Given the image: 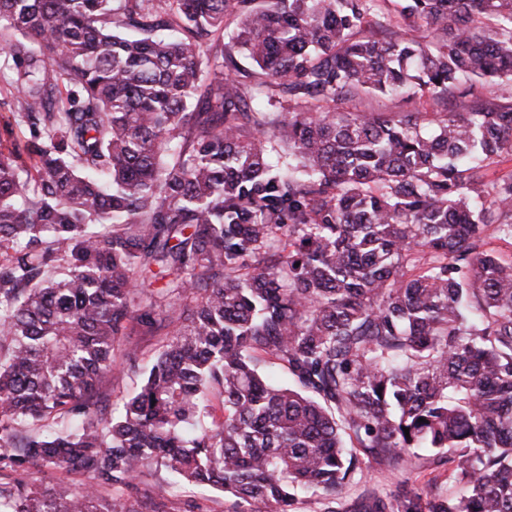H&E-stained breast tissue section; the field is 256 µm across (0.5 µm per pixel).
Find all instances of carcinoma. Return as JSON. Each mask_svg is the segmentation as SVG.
I'll return each mask as SVG.
<instances>
[{
  "mask_svg": "<svg viewBox=\"0 0 512 512\" xmlns=\"http://www.w3.org/2000/svg\"><path fill=\"white\" fill-rule=\"evenodd\" d=\"M0 53V512L154 468L291 512L404 454L455 491L360 512H512V0H0ZM133 321L169 332L114 417ZM357 108L364 109H372L375 112H398L402 109H413L417 108L421 112H432L433 107L429 101L425 99L421 101H417V103L412 106L406 107L403 103L398 102L397 100H392L389 98H373V99H364L362 102L357 104Z\"/></svg>",
  "mask_w": 512,
  "mask_h": 512,
  "instance_id": "obj_1",
  "label": "carcinoma"
}]
</instances>
